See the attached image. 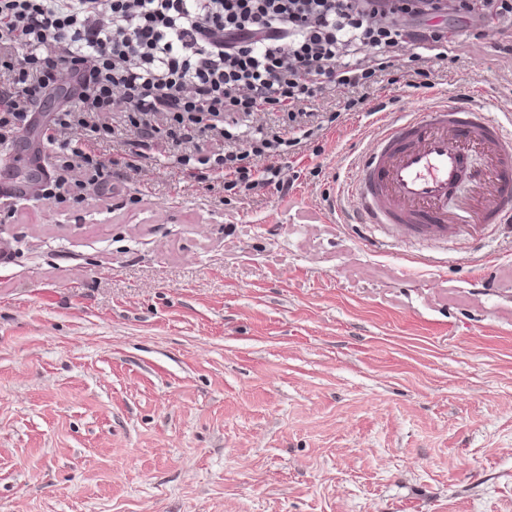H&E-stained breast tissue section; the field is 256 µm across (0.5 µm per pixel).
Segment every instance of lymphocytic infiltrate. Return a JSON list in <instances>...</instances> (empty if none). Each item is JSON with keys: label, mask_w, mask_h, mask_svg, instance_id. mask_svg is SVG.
I'll list each match as a JSON object with an SVG mask.
<instances>
[{"label": "lymphocytic infiltrate", "mask_w": 512, "mask_h": 512, "mask_svg": "<svg viewBox=\"0 0 512 512\" xmlns=\"http://www.w3.org/2000/svg\"><path fill=\"white\" fill-rule=\"evenodd\" d=\"M450 17L476 39L487 21L512 17V0L425 10L412 0H0V147L54 99L40 197L121 191L156 145L208 191H285L282 157L323 129L314 102L342 86L352 91L343 111L361 109L404 55L429 87L418 47L439 49ZM243 116L258 123L245 150ZM107 142L123 148V180L99 151Z\"/></svg>", "instance_id": "obj_1"}]
</instances>
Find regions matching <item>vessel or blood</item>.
<instances>
[{
	"label": "vessel or blood",
	"mask_w": 512,
	"mask_h": 512,
	"mask_svg": "<svg viewBox=\"0 0 512 512\" xmlns=\"http://www.w3.org/2000/svg\"><path fill=\"white\" fill-rule=\"evenodd\" d=\"M340 190L355 222L377 227L382 244L480 242L512 222V127L450 102L383 121Z\"/></svg>",
	"instance_id": "vessel-or-blood-1"
}]
</instances>
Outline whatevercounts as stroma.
<instances>
[{
	"label": "stroma",
	"instance_id": "obj_1",
	"mask_svg": "<svg viewBox=\"0 0 512 512\" xmlns=\"http://www.w3.org/2000/svg\"><path fill=\"white\" fill-rule=\"evenodd\" d=\"M390 113L512 117V59L461 42ZM355 112L288 193L199 188L154 150L124 196L0 223V512H512V225L369 243L335 189Z\"/></svg>",
	"mask_w": 512,
	"mask_h": 512
}]
</instances>
